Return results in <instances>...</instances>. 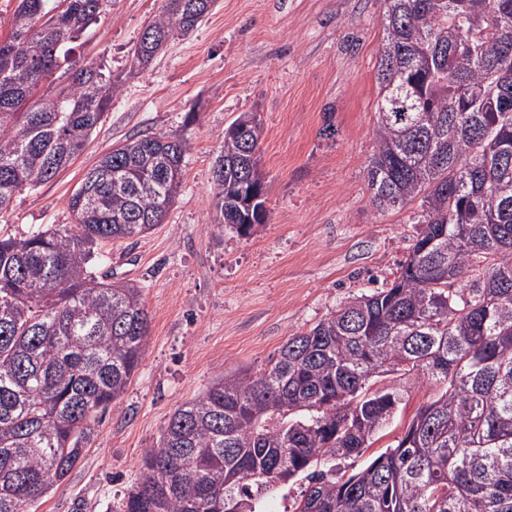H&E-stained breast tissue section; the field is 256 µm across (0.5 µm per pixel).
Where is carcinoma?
I'll use <instances>...</instances> for the list:
<instances>
[{
    "instance_id": "cac0c4a2",
    "label": "carcinoma",
    "mask_w": 512,
    "mask_h": 512,
    "mask_svg": "<svg viewBox=\"0 0 512 512\" xmlns=\"http://www.w3.org/2000/svg\"><path fill=\"white\" fill-rule=\"evenodd\" d=\"M49 2L18 0L0 38V211L84 150L121 89L63 49L106 0ZM214 2L165 0L131 70ZM384 4L366 178L379 209L419 201L398 277L182 404L113 512H260L303 474L295 512H512V0ZM63 63L67 87L41 92ZM470 85L486 97H466ZM253 116L224 129L212 168L213 223L244 233L265 222L249 209L265 191ZM186 150L177 134L119 144L69 197L71 226L0 240V512H26L63 481L93 413L130 384L150 318L141 289L97 274V247L164 222ZM387 372L441 392L397 444L343 474L334 462L362 456L401 402L371 389Z\"/></svg>"
}]
</instances>
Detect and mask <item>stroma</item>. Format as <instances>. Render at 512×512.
<instances>
[{
    "label": "stroma",
    "instance_id": "obj_1",
    "mask_svg": "<svg viewBox=\"0 0 512 512\" xmlns=\"http://www.w3.org/2000/svg\"><path fill=\"white\" fill-rule=\"evenodd\" d=\"M164 0H107L72 43L122 88L84 153L16 194L0 237L64 229L68 199L113 145L154 133L187 140L181 192L163 224L104 245L100 272L140 286L150 316L142 361L119 405L96 413L81 461L36 512H112L169 419L224 373L265 367L288 336L393 282L419 229L417 203H371L383 0H216L204 21L130 73L131 51ZM260 113L268 216L248 235L212 223V166L228 124ZM332 120H325V112ZM402 401L370 448L379 454L439 391L391 372Z\"/></svg>",
    "mask_w": 512,
    "mask_h": 512
}]
</instances>
